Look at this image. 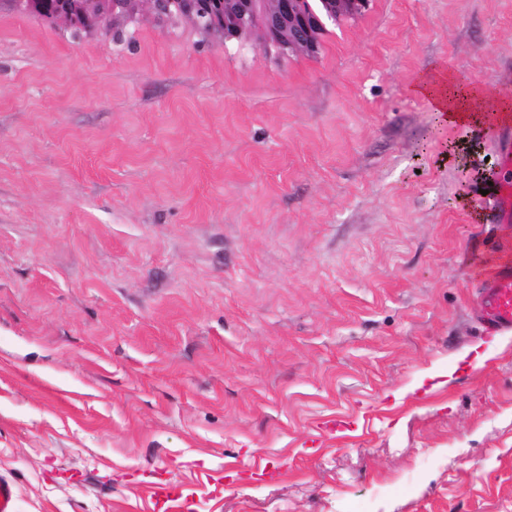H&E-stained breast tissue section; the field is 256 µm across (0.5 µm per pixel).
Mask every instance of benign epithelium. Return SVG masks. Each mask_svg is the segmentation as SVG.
Here are the masks:
<instances>
[{
  "instance_id": "obj_1",
  "label": "benign epithelium",
  "mask_w": 512,
  "mask_h": 512,
  "mask_svg": "<svg viewBox=\"0 0 512 512\" xmlns=\"http://www.w3.org/2000/svg\"><path fill=\"white\" fill-rule=\"evenodd\" d=\"M370 0H323L324 16L332 20L353 19L362 15L369 7ZM74 8L81 9L86 17L85 30L101 31L104 18H116L124 23L135 19H154L160 11H165L172 20H185L198 24L193 0H169L163 4L159 0H73ZM253 0H237L234 10L224 13V30L232 37L242 39L255 29H260L269 43L279 44V32H288L287 43L283 47L290 54L310 56L316 47L318 27L308 20L300 9L297 0H263L260 18L254 17L251 10Z\"/></svg>"
}]
</instances>
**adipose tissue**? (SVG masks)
Listing matches in <instances>:
<instances>
[{
	"mask_svg": "<svg viewBox=\"0 0 512 512\" xmlns=\"http://www.w3.org/2000/svg\"><path fill=\"white\" fill-rule=\"evenodd\" d=\"M454 84L452 77L440 71L422 79L416 91L429 100L435 112L451 123L493 122L512 113V107L503 103L487 105L476 93L454 92Z\"/></svg>",
	"mask_w": 512,
	"mask_h": 512,
	"instance_id": "obj_1",
	"label": "adipose tissue"
}]
</instances>
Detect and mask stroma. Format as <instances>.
<instances>
[{
	"mask_svg": "<svg viewBox=\"0 0 512 512\" xmlns=\"http://www.w3.org/2000/svg\"><path fill=\"white\" fill-rule=\"evenodd\" d=\"M125 34L0 0L15 512H512L495 142L415 91L512 97V0H371L314 58ZM482 310L488 328L512 330V264L501 266L484 280Z\"/></svg>",
	"mask_w": 512,
	"mask_h": 512,
	"instance_id": "35a3bbf8",
	"label": "stroma"
}]
</instances>
